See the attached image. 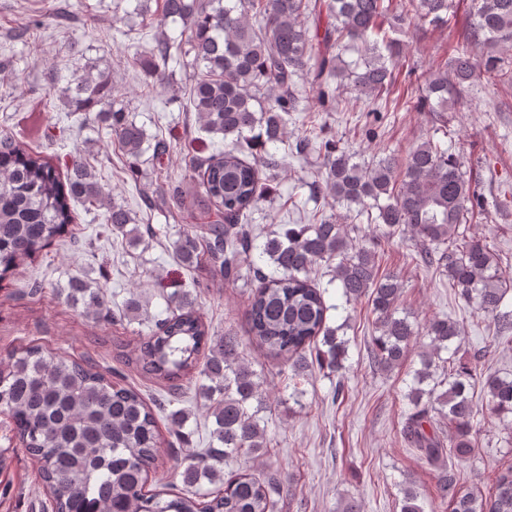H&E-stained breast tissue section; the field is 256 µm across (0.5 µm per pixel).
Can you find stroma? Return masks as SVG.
<instances>
[{
    "mask_svg": "<svg viewBox=\"0 0 512 512\" xmlns=\"http://www.w3.org/2000/svg\"><path fill=\"white\" fill-rule=\"evenodd\" d=\"M113 0H0V131L11 132L30 151L62 167L81 155L93 167L115 200L128 208L143 229L132 246L108 231L99 209L74 203L76 222L32 263L17 268L0 281V358L29 344L55 350L62 356L85 359L109 370L115 381L139 388L159 417L183 409L191 445L205 448L214 427L208 401L193 381L186 380L178 395L126 365L119 349L133 351L139 334L166 318V295L179 289L191 295L195 306L218 336L238 337L240 351L261 382L268 405L266 438L269 451L242 456L230 463L262 475L279 472L284 490L276 512H341L345 502L357 500L361 512H401L403 489L431 494L435 479L399 435L406 410L400 394L411 377L407 367L377 369L372 359L373 317L366 301L346 303L330 273L318 269L314 278L325 288L331 325H343L349 341L348 369L342 396H335V378L313 374L304 383L306 409L289 401L290 369L266 356L248 340L249 287L230 283L209 263L183 265L175 243L186 222L205 221L203 211L192 220L180 215L167 191L182 182L186 163L223 150L221 137L201 131L189 109L191 70L174 68L166 83L145 76L132 56L153 45L160 35L175 39L178 24L155 25L141 33L138 0H124L113 12ZM41 19L28 41L13 32ZM464 14L447 25L427 30L406 28L398 37L405 45L407 63L427 68L456 43ZM98 61L112 75V93L126 101L138 124L162 138L169 151L160 158L144 154L138 173H131L125 156L108 130L99 128L90 112L70 111L59 89L82 74L87 61ZM373 104L347 87L316 115V126L338 147L369 160L398 148L434 139L463 155L465 165L479 182L484 212L470 225L472 237L483 240L498 254L503 270L512 274V209L495 208L498 189L512 184V90H495L475 82L463 105L449 113L447 124L433 114L405 110L388 103L385 132L366 138L362 127L372 121ZM303 113H293L287 124L285 168L271 182V194L251 209L248 222L270 232L281 224H308L314 216L335 215L353 226L352 237L368 243L376 226L367 213L336 203L316 191L321 159L317 153L299 155L292 145L305 131ZM421 242L394 239L379 253L382 270L398 274L404 284L401 306L417 321L435 315L458 321L462 329L461 354L471 357L484 350V372L512 373V344L496 342L493 321L457 298L447 280L422 267ZM87 277L101 289L118 315L112 322L95 321L70 305L62 293L71 277ZM143 303L142 320L120 318L131 294ZM477 454L462 463L461 478L476 494L491 492L495 476L512 465V426L486 420L476 436ZM0 512H53L51 498L42 488L37 469L19 446L11 420L0 414Z\"/></svg>",
    "mask_w": 512,
    "mask_h": 512,
    "instance_id": "obj_1",
    "label": "stroma"
}]
</instances>
